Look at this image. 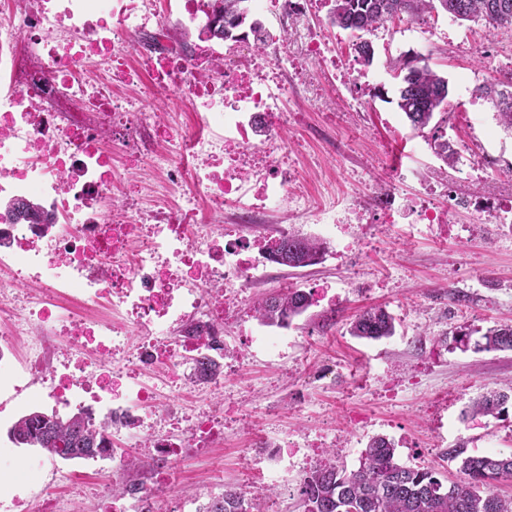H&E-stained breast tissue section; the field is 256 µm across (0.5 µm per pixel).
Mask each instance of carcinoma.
<instances>
[{"mask_svg":"<svg viewBox=\"0 0 512 512\" xmlns=\"http://www.w3.org/2000/svg\"><path fill=\"white\" fill-rule=\"evenodd\" d=\"M249 0H212V7L231 20V25L210 32L222 40L230 30L248 21ZM454 20L483 21L492 28L512 29V0H330L331 25L356 34L357 55L369 65L374 58L372 43L362 35L387 23L412 20L434 11ZM397 107L415 130L429 126L442 114L450 92L448 78L434 71L428 59L406 53L394 62ZM480 96L496 109L499 127L512 132V86L485 84L477 88ZM277 264L290 268L315 265L323 258L325 243L316 237L284 234L269 241ZM312 305L305 291L290 288L257 303L256 317L269 327H287ZM396 319L383 307L365 310L351 323L350 334L358 339L380 340L394 335ZM477 347L484 351L512 350V324L490 327L481 334ZM512 393L493 388L476 399L462 416H496L505 411ZM104 428L93 427L80 415L60 417L42 411L22 415L8 431L16 446L41 449L52 457L75 460L98 453ZM448 460L459 463L461 477L444 480L429 468L397 463L393 443L383 436L369 440L359 466L347 469L336 465V457L311 471L303 480L301 495L305 512H512V498L501 496L496 484L512 478V452L469 454L463 447L450 448ZM203 512H256L251 499L240 489L227 487L212 498Z\"/></svg>","mask_w":512,"mask_h":512,"instance_id":"cac0c4a2","label":"carcinoma"}]
</instances>
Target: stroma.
<instances>
[{
	"mask_svg": "<svg viewBox=\"0 0 512 512\" xmlns=\"http://www.w3.org/2000/svg\"><path fill=\"white\" fill-rule=\"evenodd\" d=\"M423 20L437 32L479 39L483 47L479 57L443 53L430 59L449 80V105L471 111V119L413 129L393 102L397 81L391 75L382 98L366 112H326L294 90L283 135L291 157L309 174L311 195H335L341 206L367 205L377 185L390 184L411 199L432 182L434 204L445 206L451 196L473 189L466 171L475 143L491 164L490 175L512 174V136L500 129L486 133L494 122L490 104L471 110L477 87L496 79L487 59L512 50V32L444 14H427ZM383 33L373 41L372 65L356 63L357 71L382 70L384 43L400 53L423 49L419 25L395 23ZM438 137L457 152L453 168H445L434 152ZM357 237L345 253L335 237H327L320 263L272 266L257 273L246 289L251 305L287 285L304 291L329 288L336 301L312 304L296 318L284 331L288 350L280 357L247 346L239 323H225L224 341L238 358L239 371L224 378V402L242 407L246 422L225 430L216 450L221 477L208 491L198 490L201 459L179 461L172 495L186 512H195L227 487L275 502L278 512H304L298 492L302 473L289 470L285 458L253 447L257 435L270 441L342 438L344 450L336 462L350 469L358 466L372 437L384 436L394 442L399 464H423L452 478L457 465L448 460V449L512 450V438L503 431L512 422V403L495 417H462L470 401L488 388L512 383V351L463 350L455 342L467 329L512 324V237L493 224L464 240L437 224H364ZM372 307L395 316L394 336L367 341L350 335L351 322ZM356 416L364 417L363 425L353 424Z\"/></svg>",
	"mask_w": 512,
	"mask_h": 512,
	"instance_id": "35a3bbf8",
	"label": "stroma"
}]
</instances>
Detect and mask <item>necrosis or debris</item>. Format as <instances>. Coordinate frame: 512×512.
Segmentation results:
<instances>
[{
	"instance_id": "4bbe7bcc",
	"label": "necrosis or debris",
	"mask_w": 512,
	"mask_h": 512,
	"mask_svg": "<svg viewBox=\"0 0 512 512\" xmlns=\"http://www.w3.org/2000/svg\"><path fill=\"white\" fill-rule=\"evenodd\" d=\"M323 6L251 0L261 27L216 40L208 30L223 21L209 0H0V399L47 401L105 427L99 457L113 478L151 464L132 497L72 471L60 474L66 496L0 479V512H180L176 462L219 447L237 417L210 398L234 368L225 321L268 351L288 344L248 326L244 291L270 260L265 240L238 230L254 216L281 209L329 232L411 216L450 224L459 208L512 223V190L458 195L448 209L429 187L409 203L376 186L368 210L309 199L282 137L288 83L343 102L358 84L341 38L310 21ZM176 94L197 109L180 125L149 107ZM133 171L148 177L151 205L128 189ZM21 200L50 223L20 217ZM228 210L236 227L223 224ZM201 360L219 368L205 382Z\"/></svg>"
}]
</instances>
